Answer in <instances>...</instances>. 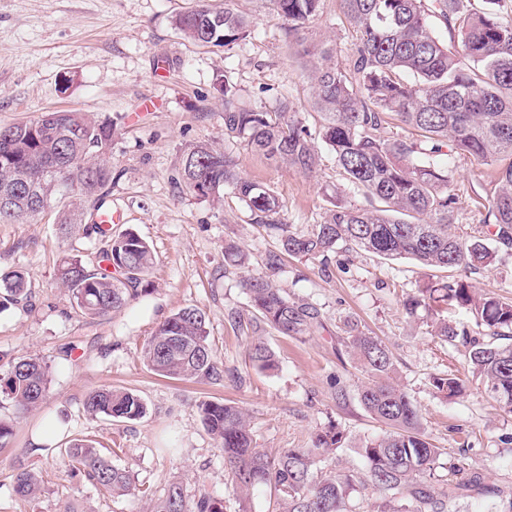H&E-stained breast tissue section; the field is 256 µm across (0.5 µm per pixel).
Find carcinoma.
<instances>
[{"label":"carcinoma","instance_id":"carcinoma-1","mask_svg":"<svg viewBox=\"0 0 512 512\" xmlns=\"http://www.w3.org/2000/svg\"><path fill=\"white\" fill-rule=\"evenodd\" d=\"M286 22L288 42L302 47L311 108L318 137L331 148L344 178L369 200L367 208L341 201L306 232L294 231L282 218L273 188L241 176L235 157L209 142L187 146L181 155L177 184L204 200H220L228 188L250 212V221L273 232L280 251L269 255L276 270L282 256L317 258L355 245L387 259L409 258L426 268L488 269L512 255V12L505 0H337L356 33L350 59L341 65L331 45L304 46L307 25L325 0H268ZM448 29V42L435 34L430 18ZM177 29L197 44L230 47L251 35L252 21L234 7L203 2L180 14ZM224 132L268 159L310 173L318 163L312 133L298 119L293 102L284 99L277 112L239 107L237 88L224 79ZM401 123L407 137L384 139L390 121ZM113 125L83 112H47L40 117L0 126V224H15L40 214L55 187L71 181L80 195L105 203L112 169L93 161L112 145ZM468 154L495 167L482 229L453 222L457 194L452 154ZM106 238L101 261L109 272L90 269L79 260L62 264L60 278L76 308L90 318L103 317L149 294L154 264L149 244L126 231ZM251 306L282 336L300 337L310 325L305 304L291 299L265 275L243 279ZM0 311L27 296L21 273L0 275ZM406 313H440L463 309L484 339L472 337L445 318L434 335L462 346L467 374L430 378L432 390L446 398L476 381L502 408L512 412V300L479 296L458 279L419 289L403 300ZM365 381L358 399L383 424V434L356 446L359 468L322 471L328 458L344 449L343 431L331 427L316 435L311 448H282L274 453L254 445L243 411L207 401L202 423L224 452L233 491L242 496L256 488L269 491L270 512H353L352 500L372 491L381 497L379 512H451L475 495L504 498L485 485L483 475L468 471L457 480L435 479L444 449L426 434L418 406L396 381V364L374 336H348ZM157 375L175 379H217L223 366L214 358L204 312L184 307L155 329L142 350ZM261 368L273 365L262 343L251 349ZM49 367L35 358L13 360L0 372V400L28 411L44 399ZM91 416L135 420L145 413L143 400L130 391L102 389L84 403ZM69 471L83 475L114 496L135 492L150 498V512H224V500L209 494L193 498L182 482H171L158 497L137 488L128 471L103 455L94 442L75 438L65 448ZM17 495L32 501L41 479L30 469L14 474Z\"/></svg>","mask_w":512,"mask_h":512}]
</instances>
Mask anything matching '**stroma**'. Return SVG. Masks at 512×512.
I'll return each mask as SVG.
<instances>
[{
    "label": "stroma",
    "instance_id": "1",
    "mask_svg": "<svg viewBox=\"0 0 512 512\" xmlns=\"http://www.w3.org/2000/svg\"><path fill=\"white\" fill-rule=\"evenodd\" d=\"M195 0H0V125L51 111L88 113L112 123L116 133L105 159L114 179L109 202L120 220L113 233L132 231L156 255L150 294L98 319L72 306L58 269L69 259L93 260L102 245L88 224L61 234L59 213L77 197L76 188L54 195L34 219L0 224V274L22 272L28 297L0 312V361L34 357L50 368L49 390L39 407L20 413L0 403V420L13 428L0 441V512H148L135 494L115 498L67 469L68 440H93L114 454L140 487L162 494L182 481L188 495L223 498L224 512H267L269 496L233 493L224 453L201 422L200 405L220 401L243 408L257 447L275 451L306 448L329 426L347 436L339 464L360 467L354 448L382 433L359 403L363 380L346 343V324L382 340L393 354L398 381L413 398L433 444L446 451L438 473L449 466L480 469L489 486L512 492V412L488 397L478 383L446 399L429 385L435 374L458 367L457 350L432 334L434 315L406 316L403 299L430 281L463 279L482 293L512 298V258L489 270L428 269L411 259L385 260L345 247L327 261L283 257L273 234L249 223L246 207L232 193L222 204L179 191L173 180L189 144L208 141L238 158L242 176L265 183L279 195L286 223L307 231L339 200L365 206L364 196L339 172L333 155L321 150L315 172L304 174L245 150L224 133V97L217 81L231 77L242 104L276 111L281 97L315 127L311 90L284 21L268 0H236L255 24L251 37L226 49L183 39L174 17ZM307 42L349 47L351 29L336 0L305 32ZM459 189L456 223L480 226L477 200L494 176L471 157L455 158ZM235 243L240 266L224 256ZM271 274L274 283L307 303L311 328L299 339L263 323L242 286L243 273ZM195 306L206 314L208 342L224 366L217 379H169L144 363L142 348L171 314ZM248 321L240 329L238 320ZM261 341L278 366L263 371L248 357ZM112 387L139 395L146 404L136 420L89 415L84 401ZM44 437L36 446L35 437ZM36 471L42 493L31 501L17 495V470Z\"/></svg>",
    "mask_w": 512,
    "mask_h": 512
}]
</instances>
